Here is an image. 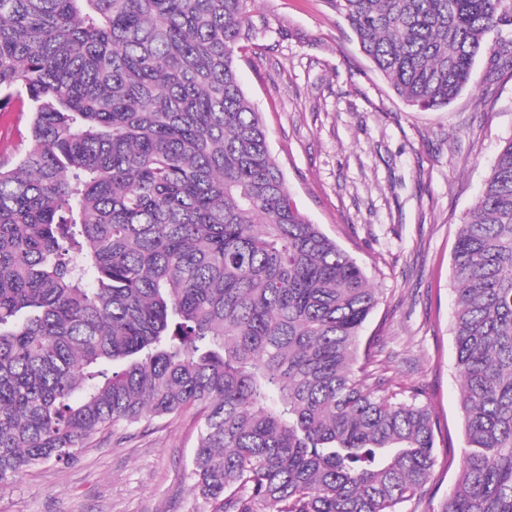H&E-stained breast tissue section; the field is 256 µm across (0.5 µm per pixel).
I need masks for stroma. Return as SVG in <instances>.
Segmentation results:
<instances>
[{
	"label": "stroma",
	"instance_id": "stroma-1",
	"mask_svg": "<svg viewBox=\"0 0 512 512\" xmlns=\"http://www.w3.org/2000/svg\"><path fill=\"white\" fill-rule=\"evenodd\" d=\"M268 18L238 61L243 89L298 208L364 268L380 302L363 341L391 392H422L440 463L421 502L437 512L464 446L452 335L451 256L503 138L512 135V24L491 31L469 85L448 107L398 96L327 0H256ZM201 414L96 435L68 464L0 485V512H203L189 463Z\"/></svg>",
	"mask_w": 512,
	"mask_h": 512
}]
</instances>
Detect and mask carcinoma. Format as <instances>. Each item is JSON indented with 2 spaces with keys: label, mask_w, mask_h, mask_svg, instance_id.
<instances>
[{
  "label": "carcinoma",
  "mask_w": 512,
  "mask_h": 512,
  "mask_svg": "<svg viewBox=\"0 0 512 512\" xmlns=\"http://www.w3.org/2000/svg\"><path fill=\"white\" fill-rule=\"evenodd\" d=\"M409 105L448 106L512 0H328ZM252 0H0V483L202 413L207 512H399L437 462L414 389L360 361L379 303L298 209L239 54ZM464 446L438 512H512V136L463 218Z\"/></svg>",
  "instance_id": "1"
}]
</instances>
